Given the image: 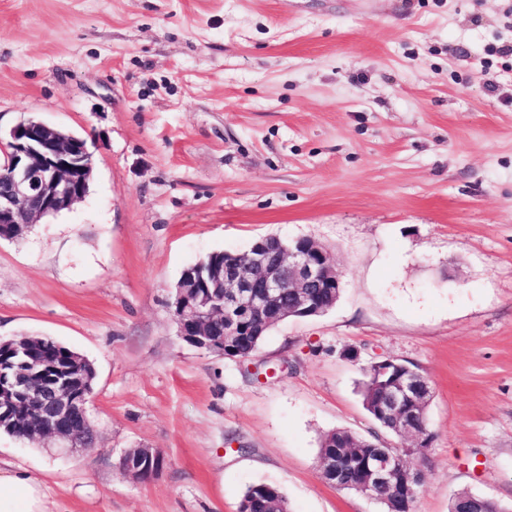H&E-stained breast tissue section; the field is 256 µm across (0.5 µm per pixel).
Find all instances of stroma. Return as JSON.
<instances>
[{
  "mask_svg": "<svg viewBox=\"0 0 512 512\" xmlns=\"http://www.w3.org/2000/svg\"><path fill=\"white\" fill-rule=\"evenodd\" d=\"M27 119L93 162L80 202L0 240V340L95 368L93 445L0 432L50 512H238L257 483L381 512L317 460L375 431L382 358L430 382L415 512L463 488L512 512V0H0V133ZM263 236L321 243L336 306L246 359L183 341V270ZM141 447L166 460L147 482L119 468Z\"/></svg>",
  "mask_w": 512,
  "mask_h": 512,
  "instance_id": "1",
  "label": "stroma"
}]
</instances>
